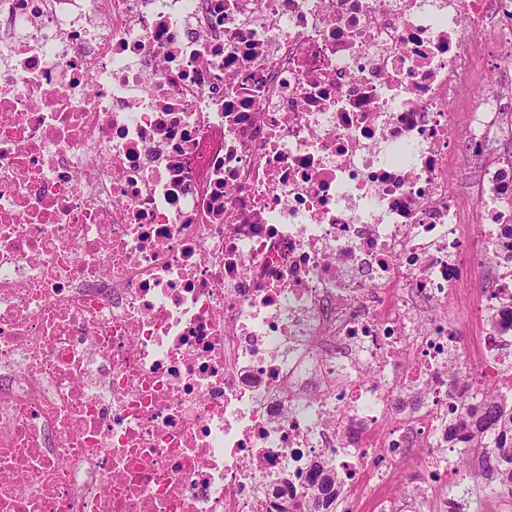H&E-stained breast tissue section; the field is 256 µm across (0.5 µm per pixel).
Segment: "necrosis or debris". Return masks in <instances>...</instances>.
Wrapping results in <instances>:
<instances>
[{
    "label": "necrosis or debris",
    "instance_id": "4bbe7bcc",
    "mask_svg": "<svg viewBox=\"0 0 512 512\" xmlns=\"http://www.w3.org/2000/svg\"><path fill=\"white\" fill-rule=\"evenodd\" d=\"M511 139L512 0H0V512H448Z\"/></svg>",
    "mask_w": 512,
    "mask_h": 512
}]
</instances>
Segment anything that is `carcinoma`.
I'll return each instance as SVG.
<instances>
[{"label":"carcinoma","instance_id":"1","mask_svg":"<svg viewBox=\"0 0 512 512\" xmlns=\"http://www.w3.org/2000/svg\"><path fill=\"white\" fill-rule=\"evenodd\" d=\"M487 399L494 401L487 411L459 400V428L467 433L470 450L459 470L469 479L512 494V403L499 388L488 390ZM333 480L330 475L325 478L316 512H336V495L330 492Z\"/></svg>","mask_w":512,"mask_h":512}]
</instances>
